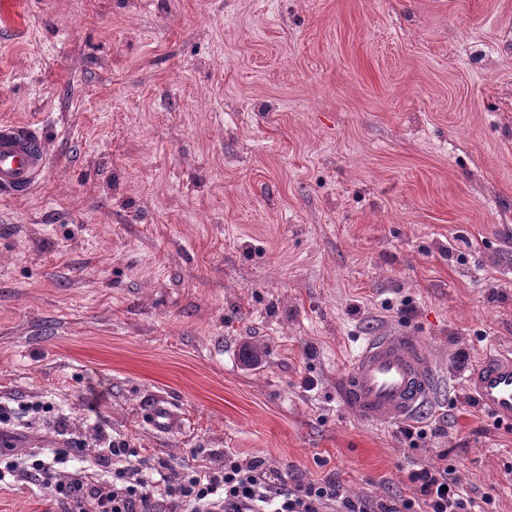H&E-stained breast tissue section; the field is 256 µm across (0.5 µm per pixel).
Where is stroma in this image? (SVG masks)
Here are the masks:
<instances>
[{"label":"stroma","mask_w":512,"mask_h":512,"mask_svg":"<svg viewBox=\"0 0 512 512\" xmlns=\"http://www.w3.org/2000/svg\"><path fill=\"white\" fill-rule=\"evenodd\" d=\"M4 122L49 155L0 197V403L52 407L27 439L59 411L374 499L444 449L512 512V430L455 360L512 350V0H0ZM394 331L439 375L414 447L340 395ZM0 512L54 508L18 480ZM147 421L153 429L162 433L177 432L182 425L178 413L163 398H157L153 401L147 411Z\"/></svg>","instance_id":"stroma-1"}]
</instances>
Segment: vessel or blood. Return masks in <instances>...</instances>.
Returning <instances> with one entry per match:
<instances>
[{"mask_svg":"<svg viewBox=\"0 0 512 512\" xmlns=\"http://www.w3.org/2000/svg\"><path fill=\"white\" fill-rule=\"evenodd\" d=\"M48 163L36 131L0 124V194L21 196L32 190ZM436 370L415 336L405 332L371 336L351 358L341 390L346 407L362 421L386 426L406 421L431 400ZM463 384L498 422L512 424V351L486 354L463 377ZM149 425L162 433L182 421L162 398L147 411Z\"/></svg>","mask_w":512,"mask_h":512,"instance_id":"1","label":"vessel or blood"}]
</instances>
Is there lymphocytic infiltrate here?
Returning a JSON list of instances; mask_svg holds the SVG:
<instances>
[{
  "label": "lymphocytic infiltrate",
  "instance_id": "obj_1",
  "mask_svg": "<svg viewBox=\"0 0 512 512\" xmlns=\"http://www.w3.org/2000/svg\"><path fill=\"white\" fill-rule=\"evenodd\" d=\"M95 437L99 478L68 470L85 445L38 450L8 445L0 449V482L21 476L51 489L57 512H477L478 504L492 502L461 491L444 450L436 462L412 463L410 495L387 501L346 495L332 478L290 485L261 459L243 464L228 457L205 471H179L113 440L105 424H96Z\"/></svg>",
  "mask_w": 512,
  "mask_h": 512
}]
</instances>
